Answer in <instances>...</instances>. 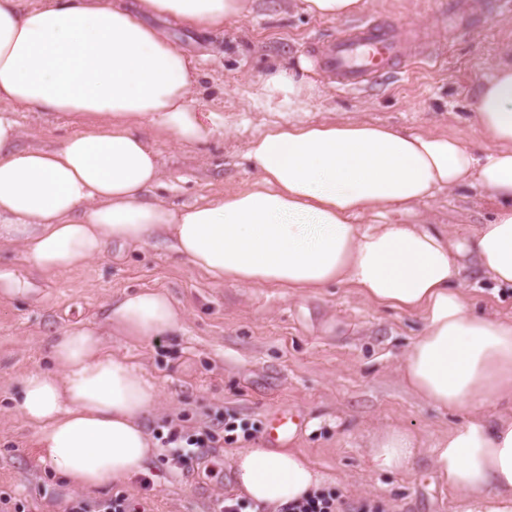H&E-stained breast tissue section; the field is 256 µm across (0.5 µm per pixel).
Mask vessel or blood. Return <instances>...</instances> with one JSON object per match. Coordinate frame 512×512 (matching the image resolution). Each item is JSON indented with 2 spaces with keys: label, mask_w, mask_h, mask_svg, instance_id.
<instances>
[{
  "label": "vessel or blood",
  "mask_w": 512,
  "mask_h": 512,
  "mask_svg": "<svg viewBox=\"0 0 512 512\" xmlns=\"http://www.w3.org/2000/svg\"><path fill=\"white\" fill-rule=\"evenodd\" d=\"M320 59L323 69L335 77L342 89L359 88L411 65L404 42L390 26L375 20L343 30L322 49ZM298 427L295 413H273L265 427L266 440L277 443Z\"/></svg>",
  "instance_id": "vessel-or-blood-1"
}]
</instances>
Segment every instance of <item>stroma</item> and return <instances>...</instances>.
Instances as JSON below:
<instances>
[{
  "label": "stroma",
  "instance_id": "obj_1",
  "mask_svg": "<svg viewBox=\"0 0 512 512\" xmlns=\"http://www.w3.org/2000/svg\"><path fill=\"white\" fill-rule=\"evenodd\" d=\"M373 19L399 28L415 67L354 90L338 89L317 65L318 52L340 31ZM153 23L196 63L195 108L224 114L223 132L205 145L156 144L170 184L161 197L177 208L253 178L246 157L250 140L268 122L292 118L256 106L261 84L299 57L314 62L302 74L311 87L304 120H370L453 133L477 146L481 138L470 108L476 84L512 41V15L499 14L495 0H461L453 21L443 0H365L362 11L346 20L311 15L302 0H257L252 14L214 29L183 30L158 17ZM18 118L25 147L55 146L81 128L70 115L22 112ZM495 210L491 195L473 185L441 192L406 212L392 210L390 217L439 225L455 242L489 223ZM0 263L35 286L28 298L0 294V512H67L76 501L94 503L118 493L147 502L151 512H215L219 500L235 493V453L263 446L267 418L278 409L304 417L302 429L284 445L328 476L329 489L342 502L366 505L369 512H454L458 495L439 482L427 451L466 413L424 403L399 376L400 362L422 330L419 316L375 305L346 285L291 295L217 284L177 260L162 237L146 245L107 244L83 267L61 274L34 269L17 244L0 240ZM466 280L475 312L512 315L511 291H494L473 265ZM143 288L168 292L186 312L178 333L139 343L121 336L107 340L159 390L156 409L142 419L148 435L172 425L192 433L229 416L256 431L229 436L214 427V454L188 474L171 470L160 447L144 478L91 493L73 490L39 459L36 429L17 411L20 380L34 368H50L49 340L60 329L100 323L108 301ZM397 425L417 433L423 452L406 472L378 473L371 467L370 441Z\"/></svg>",
  "mask_w": 512,
  "mask_h": 512
}]
</instances>
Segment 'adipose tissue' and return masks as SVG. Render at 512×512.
<instances>
[{
    "instance_id": "1",
    "label": "adipose tissue",
    "mask_w": 512,
    "mask_h": 512,
    "mask_svg": "<svg viewBox=\"0 0 512 512\" xmlns=\"http://www.w3.org/2000/svg\"><path fill=\"white\" fill-rule=\"evenodd\" d=\"M253 0H0V239L37 270L60 273L106 243H148L166 232L180 260L218 284L288 293L333 284L419 315L405 353L404 386L467 418L430 450L433 470L457 492L456 512H512V420L487 412L512 402V317L477 314L465 293L462 254L497 288L512 289V44L481 75L472 120L486 148L457 136L375 122L301 120L310 87L280 71L260 107L295 112L248 146L244 189L172 208L150 137L195 146L224 126L191 98L193 59L150 23L163 17L215 28L251 12ZM22 112H62L84 123L59 146L23 149ZM476 184L496 201L490 223L457 243L422 224H387L438 193ZM184 313L162 290L109 302L101 327L74 323L50 340L54 369L21 381L18 410L37 426L41 460L72 489L89 492L142 474L154 453L141 420L157 387L107 349L109 335L142 341L182 330ZM413 433L389 428L372 442L380 473L405 471ZM236 490L276 507L320 490L325 477L291 448L236 456Z\"/></svg>"
}]
</instances>
